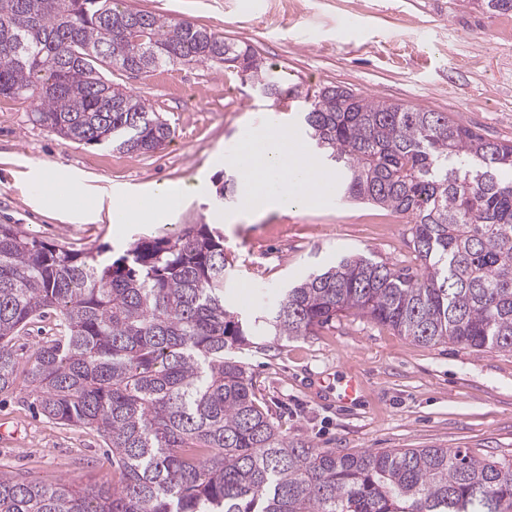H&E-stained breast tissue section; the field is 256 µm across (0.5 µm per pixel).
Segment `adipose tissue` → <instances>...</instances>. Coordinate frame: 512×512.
<instances>
[{
  "label": "adipose tissue",
  "instance_id": "obj_1",
  "mask_svg": "<svg viewBox=\"0 0 512 512\" xmlns=\"http://www.w3.org/2000/svg\"><path fill=\"white\" fill-rule=\"evenodd\" d=\"M250 146L225 156L224 163L241 172L242 204L225 212L224 221L237 223L248 215L270 209L305 210L321 206L325 189L334 181L333 173L324 170L288 133L256 134ZM182 192L157 188L146 204L123 199L112 214L115 223H164L180 205Z\"/></svg>",
  "mask_w": 512,
  "mask_h": 512
}]
</instances>
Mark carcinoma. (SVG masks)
Instances as JSON below:
<instances>
[{"instance_id":"obj_1","label":"carcinoma","mask_w":512,"mask_h":512,"mask_svg":"<svg viewBox=\"0 0 512 512\" xmlns=\"http://www.w3.org/2000/svg\"><path fill=\"white\" fill-rule=\"evenodd\" d=\"M190 62L288 95L250 48L185 19L122 0H0V99L30 103V120L64 140L161 149L169 124L101 68ZM301 114L344 198L408 218L411 264L344 255L248 319L225 306L224 239L206 224L139 239L113 261L0 224V393L23 380L45 417L98 430L118 470L97 490L0 471V512H512L509 461L288 438L227 354L339 316L424 345L512 351V141L340 86L313 92ZM48 315L57 336L20 355L15 339Z\"/></svg>"}]
</instances>
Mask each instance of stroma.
Returning a JSON list of instances; mask_svg holds the SVG:
<instances>
[{
    "label": "stroma",
    "mask_w": 512,
    "mask_h": 512,
    "mask_svg": "<svg viewBox=\"0 0 512 512\" xmlns=\"http://www.w3.org/2000/svg\"><path fill=\"white\" fill-rule=\"evenodd\" d=\"M126 0L128 6L190 20L277 64L295 97L282 106L247 77L218 63L176 64L147 74L105 71L140 96L173 130L144 155L60 139L29 119L27 104L0 101V224L79 252L123 254L140 238L209 225L233 260L229 310L252 315L281 288L339 255L370 251L397 265L410 259V226L387 211L332 196L307 211L270 210L224 223L238 197L218 194L232 175L224 157L267 127L298 131L306 94L339 85L353 92L445 112L490 139L512 140V44L503 20L471 0ZM55 171L81 185L85 221L38 203L30 176ZM182 188L185 203L164 224H116L114 201ZM280 430L321 448L362 453L394 448H466L512 461V352H474L451 342L422 345L352 316L314 336L235 350ZM360 377L359 401L340 382ZM0 470L50 484L112 483L117 473L102 436L56 424L26 387L0 396Z\"/></svg>",
    "instance_id": "stroma-1"
}]
</instances>
